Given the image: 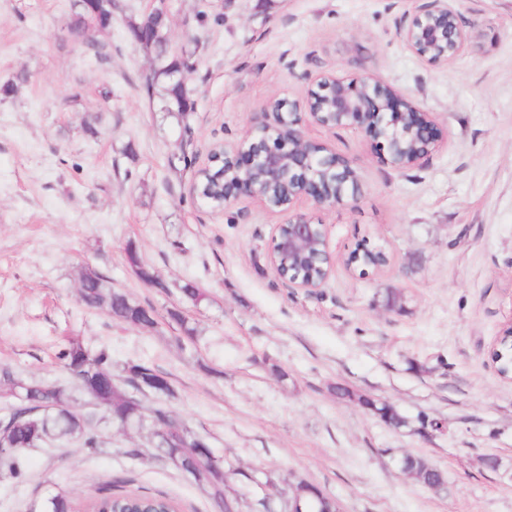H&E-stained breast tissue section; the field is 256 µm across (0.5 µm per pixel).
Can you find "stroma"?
<instances>
[{"mask_svg": "<svg viewBox=\"0 0 512 512\" xmlns=\"http://www.w3.org/2000/svg\"><path fill=\"white\" fill-rule=\"evenodd\" d=\"M116 2L97 58L70 33L72 0H0V85H16L0 98V369L76 388L58 357L74 341L109 352L115 375L139 362L166 372L172 395L142 394L143 416L178 412L223 457L240 512H256L270 473L312 483L341 512H512V380L490 359L512 320V0H455L471 39L446 65L397 34L424 0H168L170 47L193 53L195 110L182 122L147 94L152 59L128 35L146 0ZM321 71L379 76L431 113L444 144L397 168L365 129L303 126L351 160L363 189L354 207L299 202L336 257L310 293L270 263L285 215L251 199L215 214L189 184L214 144L244 138L267 99H302ZM131 243L155 283L131 269ZM362 243L384 248L388 266H347ZM88 268L154 325L82 305ZM188 282L201 302L182 295ZM390 290L405 311L382 307ZM368 398L407 427L387 426ZM424 417L440 430L423 431ZM100 433L95 454L26 450L23 478L0 473V512L60 490L83 512L106 486L215 512L157 459L150 424ZM407 454L438 467L446 491L405 475Z\"/></svg>", "mask_w": 512, "mask_h": 512, "instance_id": "obj_1", "label": "stroma"}]
</instances>
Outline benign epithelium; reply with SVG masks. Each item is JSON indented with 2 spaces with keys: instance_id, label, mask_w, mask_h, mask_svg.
Segmentation results:
<instances>
[{
  "instance_id": "benign-epithelium-1",
  "label": "benign epithelium",
  "mask_w": 512,
  "mask_h": 512,
  "mask_svg": "<svg viewBox=\"0 0 512 512\" xmlns=\"http://www.w3.org/2000/svg\"><path fill=\"white\" fill-rule=\"evenodd\" d=\"M143 29L150 31L155 18L167 16L166 0H150ZM399 37L417 56L446 65L453 61L470 39L449 0H427L411 21L399 26ZM330 129L365 125L371 136L383 140L391 163L398 168L422 165L439 148L435 122L416 104L391 85L370 73L345 80L333 73L318 75L302 103L271 98L256 113L248 134L239 142L215 145L208 161L195 173L190 192L198 195L199 180L219 173L224 162V183L232 185L216 214L232 203L252 198L271 211L288 214L276 227L274 250L290 258L302 256L317 242L327 264L319 280L285 282L310 293L322 287L335 269L325 225L295 212L306 197L319 209L354 206L361 199V184L351 161L328 147L307 139L305 122Z\"/></svg>"
}]
</instances>
